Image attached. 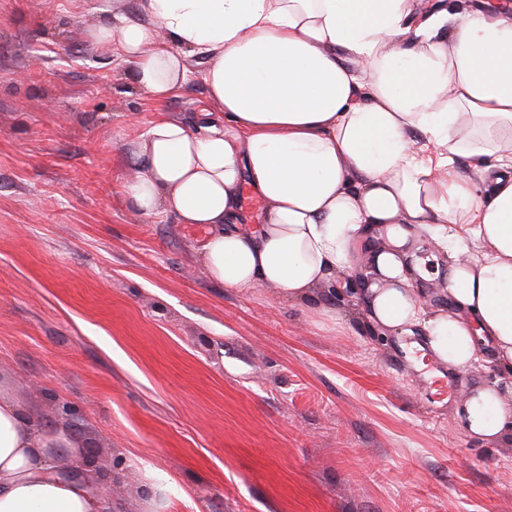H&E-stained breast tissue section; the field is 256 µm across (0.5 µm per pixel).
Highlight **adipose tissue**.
Returning <instances> with one entry per match:
<instances>
[{"label":"adipose tissue","instance_id":"1","mask_svg":"<svg viewBox=\"0 0 512 512\" xmlns=\"http://www.w3.org/2000/svg\"><path fill=\"white\" fill-rule=\"evenodd\" d=\"M145 21L88 28L163 101L207 57L211 107L190 127L161 118L121 189L150 218L202 224L201 256L227 288L289 296L335 269H365L371 322L463 374L490 347L512 370V15L489 0L418 12L417 0H140ZM169 42H158L160 34ZM469 160L460 172L455 160ZM266 205L246 229L243 187ZM448 251L456 311L428 312L416 236ZM470 436H512V401L471 387L456 408ZM67 428L34 420L0 390V512H103L85 473L56 470Z\"/></svg>","mask_w":512,"mask_h":512}]
</instances>
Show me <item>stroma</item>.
Returning <instances> with one entry per match:
<instances>
[{"label":"stroma","mask_w":512,"mask_h":512,"mask_svg":"<svg viewBox=\"0 0 512 512\" xmlns=\"http://www.w3.org/2000/svg\"><path fill=\"white\" fill-rule=\"evenodd\" d=\"M139 0H0V381L70 428L111 512H512V443L468 436L475 385L374 327L362 271L307 297L211 280L206 227L121 192L159 118L194 125L206 59L159 102L86 36ZM447 379L436 395L432 380Z\"/></svg>","instance_id":"1"}]
</instances>
